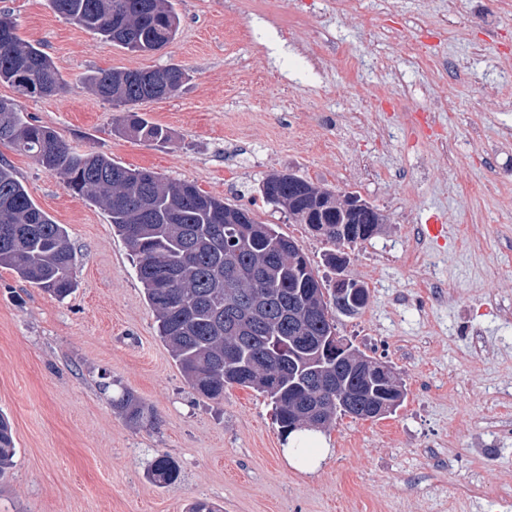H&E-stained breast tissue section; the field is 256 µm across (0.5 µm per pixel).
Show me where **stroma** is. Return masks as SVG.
<instances>
[{
    "label": "stroma",
    "instance_id": "35a3bbf8",
    "mask_svg": "<svg viewBox=\"0 0 512 512\" xmlns=\"http://www.w3.org/2000/svg\"><path fill=\"white\" fill-rule=\"evenodd\" d=\"M173 43L140 55L53 11L0 0L40 44L63 95L20 97L80 151L191 182L295 240L320 275L327 246L259 182L294 172L385 216L345 275L369 298L337 333L392 366L407 396L378 421L337 418L316 468L289 462L262 394L201 397L157 335L130 251L63 176L0 144L35 203L65 225L78 288L65 301L0 267V413L15 465L0 512H512V0H172ZM178 64L175 95L136 104L161 145L115 127L83 84L98 70ZM445 225L442 238L426 226ZM153 406L135 427L112 407ZM166 454L182 476L149 475ZM112 406L116 408L130 424L135 426L151 424L155 418L153 408L145 405L128 391H123L117 398H113Z\"/></svg>",
    "mask_w": 512,
    "mask_h": 512
}]
</instances>
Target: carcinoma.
<instances>
[{"instance_id": "cac0c4a2", "label": "carcinoma", "mask_w": 512, "mask_h": 512, "mask_svg": "<svg viewBox=\"0 0 512 512\" xmlns=\"http://www.w3.org/2000/svg\"><path fill=\"white\" fill-rule=\"evenodd\" d=\"M54 10L76 26L133 48L159 51L170 44L179 19L170 0H51ZM12 32L0 44V82L15 86L16 75L50 97L66 91L51 58L19 37L11 16L0 13V25ZM188 79L185 68L170 64L153 69L101 70L86 79L87 89L119 110L118 126L136 138L165 144L168 132L134 111L144 100L168 98ZM0 144L27 154L49 172L66 177L69 189L107 212L112 232L130 248L134 268L156 322L158 336L193 388L221 401L224 388L241 386L263 394L272 404L283 436L308 414L324 430L338 416L361 419L346 409L351 397L368 406L391 399L378 382L348 369L335 347L334 313L355 316L367 303V289L352 281L344 301L336 299V283L320 278L308 258L293 255L294 240L277 224L259 221L247 208L244 221L213 223L224 212V200L192 183L167 181L147 169L125 167L94 152L78 153L45 125L31 121L16 104L0 99ZM263 198L288 210L332 245L324 254L337 271L348 261L345 247L371 239L384 223L367 214L344 211L332 191L298 176L272 174L263 180ZM0 266L23 281L64 299L78 288L73 277V250L64 225L56 223L33 201L7 163H0ZM333 297L335 312L319 309L298 318L292 301L310 290ZM112 406L135 426L153 422L155 412L128 391ZM11 425L0 414V476L13 466ZM150 475L159 485L180 477L177 463L157 456Z\"/></svg>"}]
</instances>
